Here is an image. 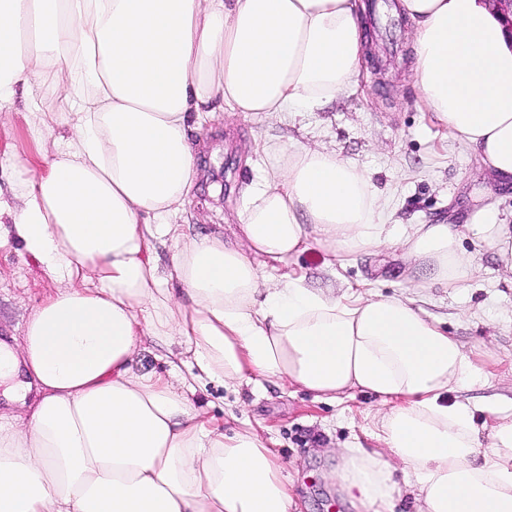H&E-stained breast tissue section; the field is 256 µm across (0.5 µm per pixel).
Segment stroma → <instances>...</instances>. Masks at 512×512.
Instances as JSON below:
<instances>
[{
	"label": "stroma",
	"mask_w": 512,
	"mask_h": 512,
	"mask_svg": "<svg viewBox=\"0 0 512 512\" xmlns=\"http://www.w3.org/2000/svg\"><path fill=\"white\" fill-rule=\"evenodd\" d=\"M396 0H381L364 11L369 38L360 89L342 95L321 112L302 117L260 114L247 119L196 120L193 145L201 172L180 221L187 233L204 235L232 223L245 182L272 158L260 144L336 151L366 170L383 194L384 221L412 224H476L486 210L512 224V185H503L465 144L448 137L418 103L411 84L412 25L392 13ZM38 112L18 100L0 115V204L15 207L24 175L13 165L17 154L36 156L43 146L39 111L65 104L50 87L37 97ZM481 269L468 288H416L398 253L382 250L329 256L313 246L291 260L289 269L311 287L336 296H390L412 301L425 316L446 322L448 332L472 352L484 380L451 390L449 401L476 408V424L489 436L495 423L488 403L512 399V280L491 252H478ZM55 282L13 236L0 239V340H20L26 321ZM197 406L222 420L225 428L246 421L282 460L296 490L297 512H351L332 478L335 449L348 443L380 451L372 416L382 404L373 394L354 391L337 402L320 401L297 388L265 382L230 391L210 384L197 388Z\"/></svg>",
	"instance_id": "35a3bbf8"
}]
</instances>
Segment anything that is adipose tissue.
<instances>
[{
    "label": "adipose tissue",
    "mask_w": 512,
    "mask_h": 512,
    "mask_svg": "<svg viewBox=\"0 0 512 512\" xmlns=\"http://www.w3.org/2000/svg\"><path fill=\"white\" fill-rule=\"evenodd\" d=\"M413 86L449 137L512 183V38L484 0H401ZM362 0H0V112L51 86L69 127L11 214L12 233L55 292L19 348L0 345L22 426L0 421V512H291L284 465L248 429L225 433L168 376L134 373L143 335L182 340L200 385L274 378L314 398L356 389L386 455L336 451L355 512H394L401 466L416 512H512V402L481 440L470 354L394 296H326L280 264L400 252L416 287H467L475 255L452 224H383L370 175L335 152L296 148L245 184L229 232L187 237L174 218L198 174L192 114L316 112L358 82ZM512 273V224L469 227ZM175 242L159 272L152 240ZM93 274L95 286L82 285Z\"/></svg>",
    "instance_id": "ef3b65f1"
}]
</instances>
